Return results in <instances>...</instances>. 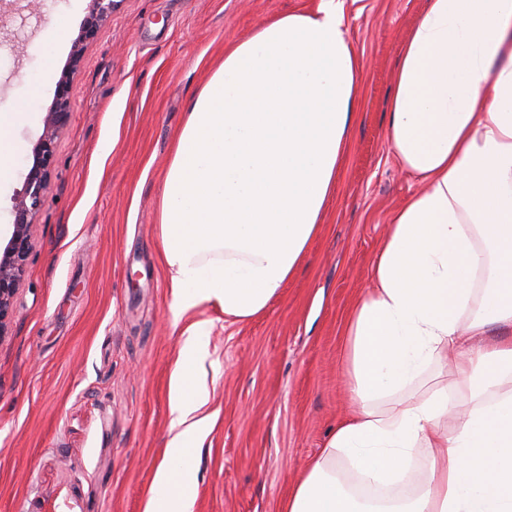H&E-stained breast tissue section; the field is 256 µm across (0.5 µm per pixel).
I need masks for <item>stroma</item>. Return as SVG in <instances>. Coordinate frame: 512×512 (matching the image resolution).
<instances>
[{
  "label": "stroma",
  "mask_w": 512,
  "mask_h": 512,
  "mask_svg": "<svg viewBox=\"0 0 512 512\" xmlns=\"http://www.w3.org/2000/svg\"><path fill=\"white\" fill-rule=\"evenodd\" d=\"M318 0H122L85 47L69 120L31 226L32 252L0 339V512H144L170 438L169 380L188 328L207 325L216 422L193 462L191 512H281L352 401L346 324L391 212L421 191L388 144L389 96L425 0H344L360 94L318 234L265 310L184 315L159 246L172 143L224 48ZM90 0H41L0 41V113L18 151L0 182V230ZM67 17L54 43L49 21ZM55 54L43 76L45 51Z\"/></svg>",
  "instance_id": "1"
}]
</instances>
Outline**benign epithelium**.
<instances>
[{"mask_svg":"<svg viewBox=\"0 0 512 512\" xmlns=\"http://www.w3.org/2000/svg\"><path fill=\"white\" fill-rule=\"evenodd\" d=\"M123 0H90V16L73 42L68 71L56 85L54 98L44 117L43 133L33 151V164L23 188L13 197V224L10 237L0 248V337L7 335L12 319L13 301L19 289L30 254V227L40 210L55 163V142L66 125L71 106V71L79 62L84 45L92 40L102 22Z\"/></svg>","mask_w":512,"mask_h":512,"instance_id":"1","label":"benign epithelium"}]
</instances>
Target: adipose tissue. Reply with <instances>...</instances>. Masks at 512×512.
I'll return each instance as SVG.
<instances>
[{
  "instance_id": "obj_1",
  "label": "adipose tissue",
  "mask_w": 512,
  "mask_h": 512,
  "mask_svg": "<svg viewBox=\"0 0 512 512\" xmlns=\"http://www.w3.org/2000/svg\"><path fill=\"white\" fill-rule=\"evenodd\" d=\"M359 80L341 0L225 47L189 104L161 195L177 313L214 302L247 320L277 295L322 222ZM387 115L391 150L425 188L392 212L348 319L356 407L283 512H512V0H426ZM450 350L454 380L416 398L417 379ZM206 353L200 323L172 373L173 436L144 512H190L210 427ZM417 448L429 451L417 491L356 494L402 480Z\"/></svg>"
}]
</instances>
